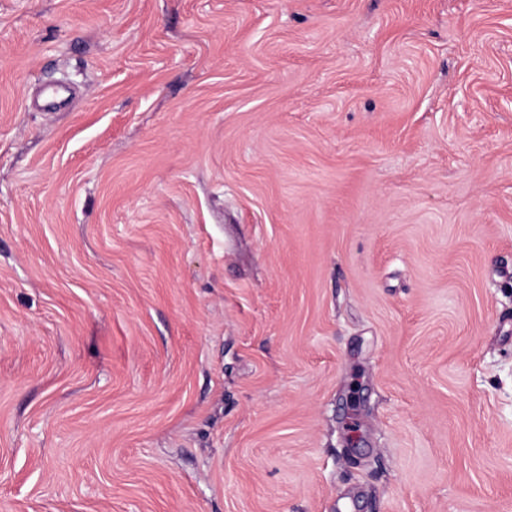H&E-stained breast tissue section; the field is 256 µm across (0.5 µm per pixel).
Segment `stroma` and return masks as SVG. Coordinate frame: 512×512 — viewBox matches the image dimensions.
<instances>
[{"label":"stroma","mask_w":512,"mask_h":512,"mask_svg":"<svg viewBox=\"0 0 512 512\" xmlns=\"http://www.w3.org/2000/svg\"><path fill=\"white\" fill-rule=\"evenodd\" d=\"M0 512H512V0H0Z\"/></svg>","instance_id":"obj_1"}]
</instances>
